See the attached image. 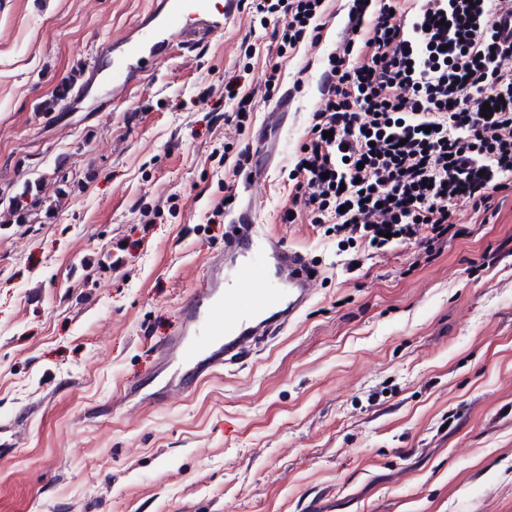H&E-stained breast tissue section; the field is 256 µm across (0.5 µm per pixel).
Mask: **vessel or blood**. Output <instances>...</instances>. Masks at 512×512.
<instances>
[{"label":"vessel or blood","mask_w":512,"mask_h":512,"mask_svg":"<svg viewBox=\"0 0 512 512\" xmlns=\"http://www.w3.org/2000/svg\"><path fill=\"white\" fill-rule=\"evenodd\" d=\"M238 0H153L144 16L123 35L109 39L112 93L125 94L150 74L173 43L194 45L223 31L239 12ZM235 265L225 270V255ZM316 277L303 255L258 228L251 210L239 211L183 307L182 327L162 349L172 368L167 393L187 392L205 376L238 363L253 345L284 327L311 300Z\"/></svg>","instance_id":"b4317fda"}]
</instances>
